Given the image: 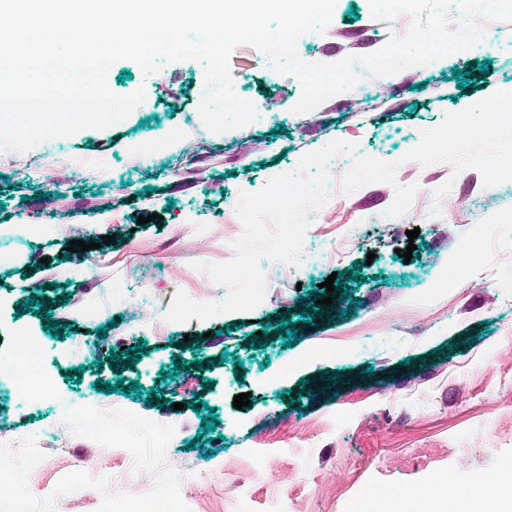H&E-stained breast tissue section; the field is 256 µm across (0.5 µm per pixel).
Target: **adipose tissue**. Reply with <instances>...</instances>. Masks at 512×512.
Returning <instances> with one entry per match:
<instances>
[{
    "instance_id": "1",
    "label": "adipose tissue",
    "mask_w": 512,
    "mask_h": 512,
    "mask_svg": "<svg viewBox=\"0 0 512 512\" xmlns=\"http://www.w3.org/2000/svg\"><path fill=\"white\" fill-rule=\"evenodd\" d=\"M512 489V463H506L490 478H479L473 490H464L455 476L438 477L432 488L403 494L378 490L359 501L356 512H512L511 494H501V487Z\"/></svg>"
}]
</instances>
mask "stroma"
<instances>
[{"instance_id":"1","label":"stroma","mask_w":512,"mask_h":512,"mask_svg":"<svg viewBox=\"0 0 512 512\" xmlns=\"http://www.w3.org/2000/svg\"><path fill=\"white\" fill-rule=\"evenodd\" d=\"M408 30L404 16L373 18L368 0H337L326 31L302 35L296 51L303 61L331 63L375 52ZM230 70L235 93L258 112L245 127L204 126L202 62L165 63L147 77L124 59L109 68V89L145 91L125 119L61 138L58 154L46 142L0 152V360L12 358L11 338L25 331L50 382L32 398L17 390L10 369L0 370V443L31 436L44 454L30 491L47 496L73 471L108 477L114 491L151 489V475L134 471L128 450L73 435L63 423L65 407L103 401L175 426L166 458L183 477L190 512L216 495L219 512H353L371 490H417L445 473L466 485L495 475L512 462V181L487 188L476 170L456 174L446 163L401 157L446 114L512 87V23H488L471 53L387 77L360 72L353 89L304 114L293 111L299 80L276 72L258 49L236 47ZM456 70L468 73L467 87ZM335 139L399 161L398 181L419 186L409 212L387 216L391 185L347 193L332 173L331 197L305 236L313 262L282 278L263 262L267 287L254 310L165 322L177 291L198 302L225 298L194 265L234 257L241 191L262 189ZM189 143L201 147L192 158L182 154ZM138 148L147 158L137 163ZM88 170L95 180L83 181ZM447 182L450 192L434 201ZM93 200L101 209L89 210ZM414 228L418 238L408 239ZM73 240L97 248L68 252ZM411 242L410 262L398 261L397 250ZM330 276L331 314L305 312V303L326 297L321 284ZM33 301L42 315L32 313ZM398 307L410 317L337 340L360 317ZM285 318L296 332L290 346ZM135 346L142 354L133 363L127 351ZM119 380L145 391L99 392ZM240 393L250 404L237 409ZM200 401L214 409L216 439L201 433L193 409ZM302 416L317 422L309 433L273 436ZM60 439L69 448L57 450ZM331 484L346 493L318 501V489Z\"/></svg>"}]
</instances>
